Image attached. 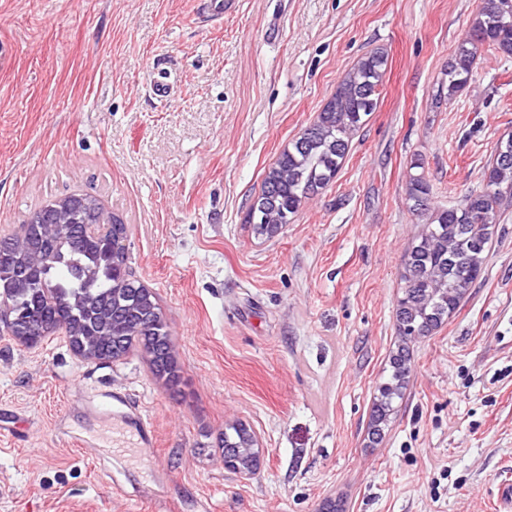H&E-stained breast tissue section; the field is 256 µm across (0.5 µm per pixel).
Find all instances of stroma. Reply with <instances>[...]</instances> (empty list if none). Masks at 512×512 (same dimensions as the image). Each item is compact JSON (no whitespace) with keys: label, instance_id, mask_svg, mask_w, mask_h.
I'll return each instance as SVG.
<instances>
[{"label":"stroma","instance_id":"obj_1","mask_svg":"<svg viewBox=\"0 0 512 512\" xmlns=\"http://www.w3.org/2000/svg\"><path fill=\"white\" fill-rule=\"evenodd\" d=\"M0 0V229L44 199L95 194L131 228L176 383L147 355L80 361L65 336L0 335V512H503L512 488V207L483 276L432 336L379 442L370 411L395 349L403 257L432 203L479 186L512 134V58L483 52L433 103L478 0ZM389 54L376 112L334 181L278 235L245 215L280 153L367 52ZM176 83L165 106L149 94ZM130 397L154 430L141 449ZM262 464L224 467L226 427ZM123 434L137 458L112 450Z\"/></svg>","mask_w":512,"mask_h":512}]
</instances>
